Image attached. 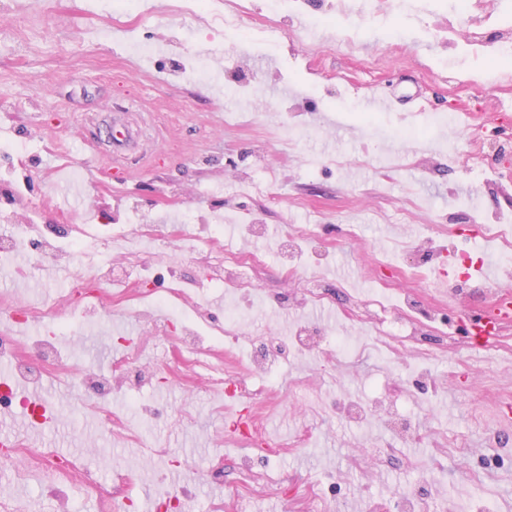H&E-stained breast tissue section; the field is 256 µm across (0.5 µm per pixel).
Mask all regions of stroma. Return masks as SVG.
<instances>
[{"instance_id":"obj_1","label":"stroma","mask_w":512,"mask_h":512,"mask_svg":"<svg viewBox=\"0 0 512 512\" xmlns=\"http://www.w3.org/2000/svg\"><path fill=\"white\" fill-rule=\"evenodd\" d=\"M18 2L0 0L7 26L0 33V234L36 224L58 250L40 262L21 251L0 265V294L36 308L60 301L78 272L70 253L75 224L88 232L80 248L96 271L140 224H175L184 241L249 250L262 261L260 287L233 294L205 261H184L178 242H143L138 261L158 274L153 296L113 301L106 315L84 313L59 335L96 373L124 357V340L148 337L145 361L157 375L111 395L125 431L105 433L85 405L84 382L59 375L37 386L51 422L36 425L16 405L0 434L86 458L107 484L114 470L127 471L121 494L132 512L182 484L191 468L189 512L234 494L244 512H290L286 493L311 483L322 493L307 512H364L369 497L399 512L393 493L407 482L422 490L429 512H457L461 504L512 512V425L496 416L497 403L512 399V331L496 350L473 348L456 301L434 288L445 253L470 250L475 219H512V124L485 133L483 179L449 160L446 147L448 138L471 137L475 114H512V58H497L493 45L512 28V0H480L473 10L483 44L455 36L448 0L361 16L347 11L346 0H279L273 10L269 0H242L245 14L234 26L225 25L216 0L206 23L195 0H134L119 24L112 0H38L30 12ZM194 66L205 74L190 77ZM375 91L419 94L420 109L395 102L369 110ZM115 122L136 141L119 165L105 135ZM252 224L265 234H247ZM291 224L321 228L292 262L315 277L322 305L276 303L286 289L278 234ZM171 265L189 291L175 311L161 302ZM414 265L424 276V313L445 344L424 387L348 318L381 279ZM18 267L25 277L15 275ZM229 305L240 311L245 341L308 323L355 349L339 362L308 350L268 378L242 365V350L224 353L230 375L264 387L249 412L280 451L254 461V475L271 468L278 479L258 495L239 470L246 450L226 428L223 393L187 394L184 374L165 366L181 319L206 331L223 324ZM351 400L393 405L412 437L391 435L376 417L346 419L341 408ZM303 428L311 432L306 446L290 447ZM143 441L158 455H142ZM217 447L219 482L205 472ZM0 501L18 512H100L91 495L63 504L45 480L9 471H0Z\"/></svg>"}]
</instances>
